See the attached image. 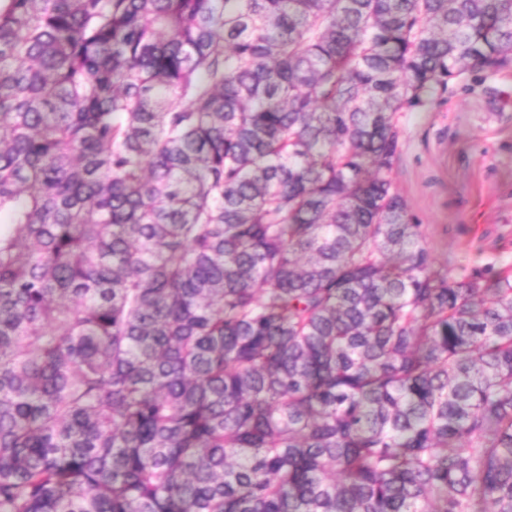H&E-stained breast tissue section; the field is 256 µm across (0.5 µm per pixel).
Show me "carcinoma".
I'll return each mask as SVG.
<instances>
[{"label": "carcinoma", "mask_w": 512, "mask_h": 512, "mask_svg": "<svg viewBox=\"0 0 512 512\" xmlns=\"http://www.w3.org/2000/svg\"><path fill=\"white\" fill-rule=\"evenodd\" d=\"M510 72L512 0H0V512H512V262L391 179Z\"/></svg>", "instance_id": "1"}]
</instances>
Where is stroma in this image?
Wrapping results in <instances>:
<instances>
[{"mask_svg":"<svg viewBox=\"0 0 512 512\" xmlns=\"http://www.w3.org/2000/svg\"><path fill=\"white\" fill-rule=\"evenodd\" d=\"M392 178L437 265L512 259V78L403 113Z\"/></svg>","mask_w":512,"mask_h":512,"instance_id":"35a3bbf8","label":"stroma"}]
</instances>
